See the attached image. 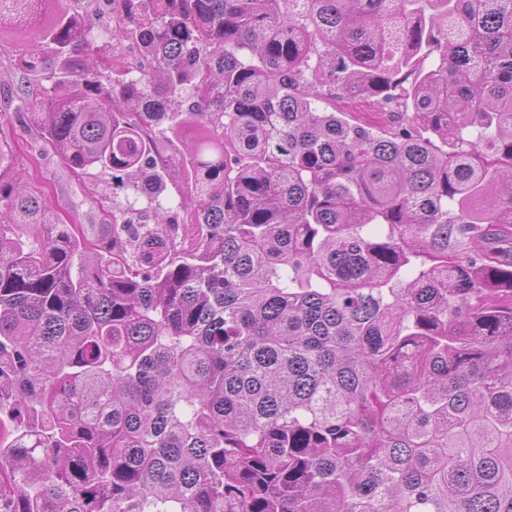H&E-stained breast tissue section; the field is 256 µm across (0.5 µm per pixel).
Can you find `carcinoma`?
I'll return each instance as SVG.
<instances>
[{
	"mask_svg": "<svg viewBox=\"0 0 512 512\" xmlns=\"http://www.w3.org/2000/svg\"><path fill=\"white\" fill-rule=\"evenodd\" d=\"M38 1L31 131L149 206L0 171V512H512V0ZM63 3L67 8L71 9L72 11L77 10L79 12H83V11L87 10L91 13L93 11H95V9L100 11L102 13L101 20H96V18L94 16V19L96 21L95 33L98 36L104 35V32L107 30L106 24L108 21V16L110 13L111 5H109L107 2H105L103 0H100V1L98 0L97 3H95V2L88 3V0H68V1H64ZM189 193L190 183L184 174L179 171V174L172 179H166L161 191L160 200L163 201L165 206L176 207L189 195Z\"/></svg>",
	"mask_w": 512,
	"mask_h": 512,
	"instance_id": "cac0c4a2",
	"label": "carcinoma"
}]
</instances>
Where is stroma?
Returning <instances> with one entry per match:
<instances>
[{
  "label": "stroma",
  "mask_w": 512,
  "mask_h": 512,
  "mask_svg": "<svg viewBox=\"0 0 512 512\" xmlns=\"http://www.w3.org/2000/svg\"><path fill=\"white\" fill-rule=\"evenodd\" d=\"M0 159L16 178L42 184L51 213L77 224H108L113 212L134 201L133 190L112 181L111 175L91 169L75 175L43 140L30 135L14 113L0 117Z\"/></svg>",
  "instance_id": "35a3bbf8"
}]
</instances>
